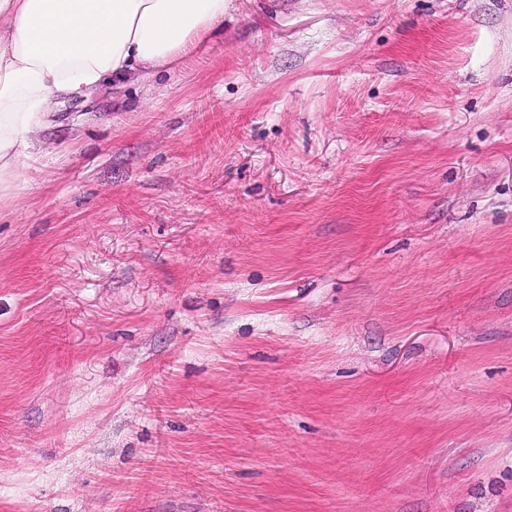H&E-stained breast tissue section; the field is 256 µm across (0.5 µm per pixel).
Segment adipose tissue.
<instances>
[{"instance_id": "obj_1", "label": "adipose tissue", "mask_w": 512, "mask_h": 512, "mask_svg": "<svg viewBox=\"0 0 512 512\" xmlns=\"http://www.w3.org/2000/svg\"><path fill=\"white\" fill-rule=\"evenodd\" d=\"M226 0H0V190L22 178L54 106L190 61Z\"/></svg>"}]
</instances>
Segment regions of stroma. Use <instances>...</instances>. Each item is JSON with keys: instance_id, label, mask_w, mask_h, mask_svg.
I'll return each instance as SVG.
<instances>
[{"instance_id": "stroma-1", "label": "stroma", "mask_w": 512, "mask_h": 512, "mask_svg": "<svg viewBox=\"0 0 512 512\" xmlns=\"http://www.w3.org/2000/svg\"><path fill=\"white\" fill-rule=\"evenodd\" d=\"M0 512H512V0H229L56 106Z\"/></svg>"}]
</instances>
